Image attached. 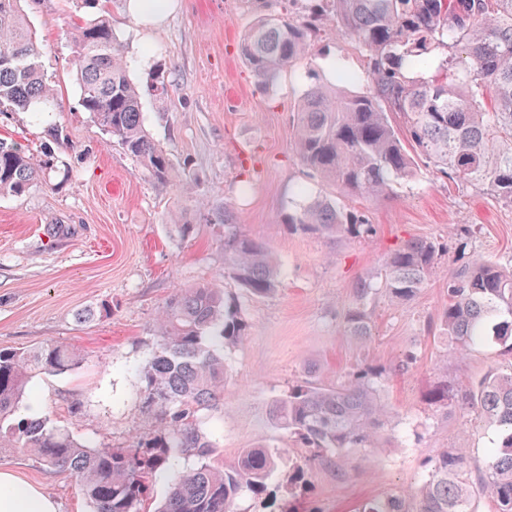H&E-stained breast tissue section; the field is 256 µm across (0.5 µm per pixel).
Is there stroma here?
I'll list each match as a JSON object with an SVG mask.
<instances>
[{
  "mask_svg": "<svg viewBox=\"0 0 512 512\" xmlns=\"http://www.w3.org/2000/svg\"><path fill=\"white\" fill-rule=\"evenodd\" d=\"M127 2L108 0L106 10L133 82L160 77L168 86L163 105L147 95L142 111L178 170L169 181L144 173L83 109L69 34L84 13L72 0L23 4L57 89L47 123L62 127L65 143L55 148L45 181L24 195L0 197V349L54 342L85 356L73 374L34 378L28 402L90 446L127 448L152 436L157 416L144 402L137 369L159 342V315L178 288L220 279L241 307L248 337L225 347L224 404L201 411V427L216 445L218 465L234 464L247 448L282 451L265 494L242 491L234 512H279L286 505L293 512H358L371 498L414 494L444 449H468L470 463H479L495 430L476 406L452 399L439 407L428 393L441 380L453 389L477 383L511 365L512 356L494 340L456 356L436 320L452 272L479 256L512 265V202L423 162L417 179L396 185L392 196L354 200L374 225L372 236L330 240L289 230L299 185L339 194L336 185L310 176L293 149L300 95L316 79L364 77V51L330 25L315 24L311 63H297L264 89L238 43L260 14L283 12L282 0H171L154 28L138 25ZM45 125L28 112L0 114V136L26 145L38 162ZM189 179L204 197L227 203L241 230L276 255L275 294L255 297L225 278L223 225L197 223L192 237L178 236L171 215L196 216L183 187ZM418 238L443 247L427 285L399 305L376 294L366 305L370 338L349 336L344 316L358 280L383 275L388 255ZM100 302L111 304V316L77 322L78 310ZM410 353L413 365L401 370ZM366 366L377 369L388 409L383 447L313 460L272 422L271 401L307 371L340 384ZM306 459L307 482L289 485ZM0 467L44 487L59 512H91L68 472L22 454L0 455Z\"/></svg>",
  "mask_w": 512,
  "mask_h": 512,
  "instance_id": "obj_1",
  "label": "stroma"
}]
</instances>
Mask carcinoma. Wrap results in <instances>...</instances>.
<instances>
[{
    "label": "carcinoma",
    "mask_w": 512,
    "mask_h": 512,
    "mask_svg": "<svg viewBox=\"0 0 512 512\" xmlns=\"http://www.w3.org/2000/svg\"><path fill=\"white\" fill-rule=\"evenodd\" d=\"M20 0H0V107L30 112L40 120L55 98ZM88 19L72 33L74 72L81 104L94 122L144 168L149 177H175L169 155L146 129L142 93L130 79L112 22L99 0H80ZM299 18L264 14L243 35L240 56L255 80L269 88L281 73L311 58L310 27L324 20L356 41L366 54L365 90L321 82L309 85L297 107L296 154L313 175L335 184L347 198H386L400 180L418 175L417 158L465 184L512 201V0H306ZM402 119L403 129L392 122ZM50 168L36 164L25 146L0 139V196L28 192ZM199 219L224 225V276L253 296L279 288L271 252L237 229L228 206L199 205ZM294 231L332 238L372 232L366 216L346 204L307 196L288 217ZM440 244L413 239L386 260L385 295L399 304L413 299L432 274ZM374 278L356 288L345 330L367 338L365 299ZM447 302L438 317L442 335L462 356L488 339L486 321L512 317V268L476 258L448 276ZM247 325L224 289L202 281L179 290L163 308L160 343L139 369L144 403L160 413L158 434L130 448H93L67 430L25 412L33 378L75 372L77 350L49 343L33 350H0V451L31 455L43 466L75 477L92 512H141L156 473L171 455L203 460L175 475L158 512H233L238 493H262L278 466L277 453L249 448L219 467L204 462L214 444L198 414L224 401L226 345L243 342ZM369 368L340 385L305 376L273 400L272 418L318 456L344 457L374 448L387 411ZM448 405V383L428 393ZM465 398L499 433L487 449L478 481L495 512H512V368L488 373ZM468 453L444 450L412 498L376 497L360 512H473Z\"/></svg>",
    "instance_id": "cac0c4a2"
}]
</instances>
